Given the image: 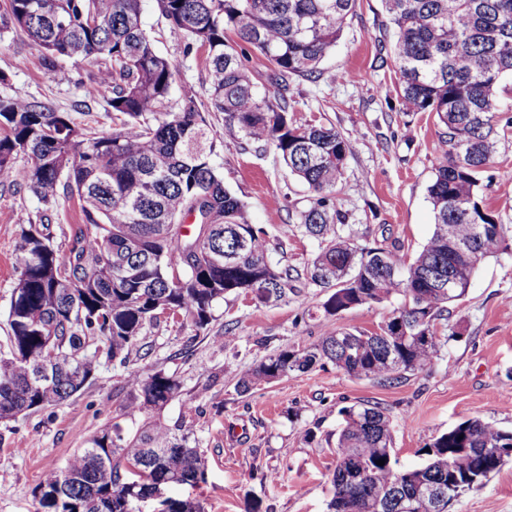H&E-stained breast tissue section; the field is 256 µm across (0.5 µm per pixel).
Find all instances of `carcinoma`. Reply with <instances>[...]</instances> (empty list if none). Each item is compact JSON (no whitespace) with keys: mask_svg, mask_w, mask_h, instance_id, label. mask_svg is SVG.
<instances>
[{"mask_svg":"<svg viewBox=\"0 0 512 512\" xmlns=\"http://www.w3.org/2000/svg\"><path fill=\"white\" fill-rule=\"evenodd\" d=\"M141 2L0 0V31L21 32L43 49L46 76L59 57L104 62L95 83L114 124L110 132L82 128L44 102L0 94V178L30 189L49 209L77 198L83 222L96 229L62 255L41 225H20L0 422L78 394L96 371L92 339L124 364L145 325L162 314L202 329L216 302L278 301L301 278L324 293L316 310L327 320L394 296L408 304L374 331L338 328L313 347L286 348L246 367L240 392L320 361L383 385L424 370L450 340L436 322L469 288L453 247L468 249L473 269L509 248L503 225L483 205L480 174L498 145L499 88L512 77V0H382L396 31L400 95L411 111L433 112L444 126L443 158L427 187L434 230L405 266L399 245L356 244L358 231L336 199L350 141L332 126L297 122L288 97L292 77L320 72L356 0H157L169 34L189 51H207L209 106L201 109L183 86L177 112L163 111L176 69L144 27ZM243 45L268 62L271 89L261 99L238 52ZM208 112L272 148L310 189L297 228L318 242V253L303 272L272 262L268 231L249 223L244 202L224 186ZM21 154L28 162L19 167ZM440 276L454 279L453 288L429 286ZM128 383L130 419L161 410L181 390L162 371L135 373ZM341 415L329 512H448L512 457L498 453L512 448V429L468 418L425 453L424 478L444 486L443 499L400 508L390 495L399 480L413 487L416 468L397 467L389 415L378 405ZM205 472L192 421L153 418L134 433L111 423L46 476L39 505L41 512H142L158 488L195 487ZM157 507L204 512L173 496Z\"/></svg>","mask_w":512,"mask_h":512,"instance_id":"carcinoma-1","label":"carcinoma"}]
</instances>
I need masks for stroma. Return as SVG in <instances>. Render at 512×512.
Returning a JSON list of instances; mask_svg holds the SVG:
<instances>
[{
    "label": "stroma",
    "mask_w": 512,
    "mask_h": 512,
    "mask_svg": "<svg viewBox=\"0 0 512 512\" xmlns=\"http://www.w3.org/2000/svg\"><path fill=\"white\" fill-rule=\"evenodd\" d=\"M143 21L158 50L174 63L177 85L192 87L200 107H207L203 51H186L182 41L169 36L155 0H143ZM393 42L382 0H357L319 75L292 78L289 95L297 121L333 125L351 142L336 198L347 223L358 225L360 244L398 241L409 258L433 232L427 187L443 129L434 113L407 111ZM97 73L93 61L61 57L52 77H45L38 46L25 35L0 33V74L7 78L0 94L47 102L77 124L108 131L113 123L106 102L88 95ZM506 85L502 116L510 124L480 182L486 205L512 242V80ZM208 120L224 184L244 201L250 223L267 229L271 258L303 268L318 251L316 240L296 230L297 214L310 195L307 186L272 149L226 129L222 114L209 113ZM30 222L43 225L64 255L83 225L76 202L63 200L48 209L29 189L0 179L1 349L18 277L19 227ZM316 302L310 288L268 303L230 296L214 304L206 328L171 321L146 326L126 364L99 352L94 377L73 398L0 422V512H39L37 488L45 475L63 467L105 423L117 421L129 431L140 427V420L123 416L133 372L162 371L180 381V395L161 415L172 425L193 418L208 467L203 483L173 487L171 494L198 501L204 512H327L339 411L346 406L369 402L386 409L404 467L421 464L422 450L434 437L472 415L512 428V250L479 265L466 295L439 321L438 332L449 341L425 370L384 386L328 362L239 393L244 366L284 348L318 344L331 328H375L404 300L397 296L358 307L330 321L308 315L307 305ZM272 472L277 480H269ZM448 512H512V461L464 492Z\"/></svg>",
    "instance_id": "obj_1"
}]
</instances>
